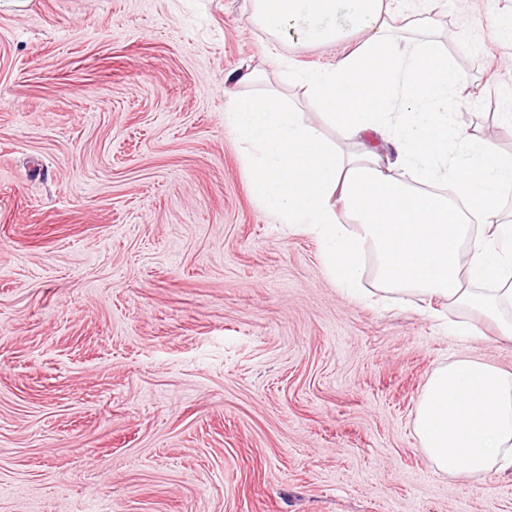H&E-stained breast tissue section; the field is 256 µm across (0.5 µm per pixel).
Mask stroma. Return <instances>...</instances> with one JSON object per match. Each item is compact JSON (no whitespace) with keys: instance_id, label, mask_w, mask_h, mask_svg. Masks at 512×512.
<instances>
[{"instance_id":"1","label":"stroma","mask_w":512,"mask_h":512,"mask_svg":"<svg viewBox=\"0 0 512 512\" xmlns=\"http://www.w3.org/2000/svg\"><path fill=\"white\" fill-rule=\"evenodd\" d=\"M429 16L452 118L512 155V0ZM251 0H17L0 9V512H512V469L439 472L415 429L437 368L512 372L468 310L375 305L252 196L225 125L245 68L341 142Z\"/></svg>"}]
</instances>
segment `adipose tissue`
Returning a JSON list of instances; mask_svg holds the SVG:
<instances>
[{"label": "adipose tissue", "mask_w": 512, "mask_h": 512, "mask_svg": "<svg viewBox=\"0 0 512 512\" xmlns=\"http://www.w3.org/2000/svg\"><path fill=\"white\" fill-rule=\"evenodd\" d=\"M390 18L385 0H253L255 24L273 37L297 20L314 44L368 30L332 68L298 80L349 143L371 133L395 155L344 151L278 91L238 94L225 119L247 147L252 193L321 239L342 287L358 284L369 251L385 291L477 311L512 339V222L498 208L512 156L453 124L448 92L460 75L428 20L408 16L398 28ZM416 429L440 472L512 467V374L471 358L448 362L426 384Z\"/></svg>", "instance_id": "adipose-tissue-1"}]
</instances>
